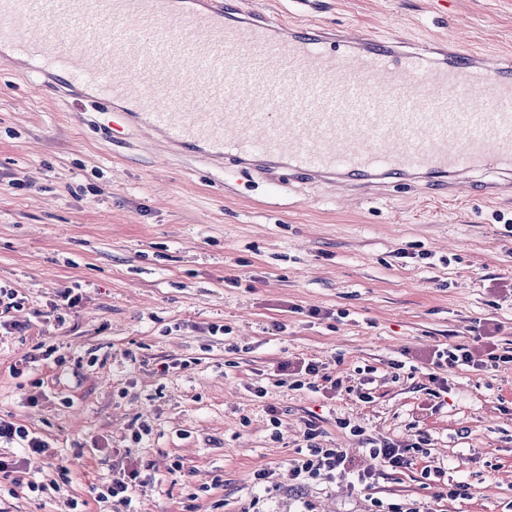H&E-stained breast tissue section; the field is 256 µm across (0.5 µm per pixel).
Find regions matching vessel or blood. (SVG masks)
Masks as SVG:
<instances>
[{
	"mask_svg": "<svg viewBox=\"0 0 512 512\" xmlns=\"http://www.w3.org/2000/svg\"><path fill=\"white\" fill-rule=\"evenodd\" d=\"M223 0H0V49L213 165L336 199L397 184L512 193V58L308 26L275 32Z\"/></svg>",
	"mask_w": 512,
	"mask_h": 512,
	"instance_id": "obj_1",
	"label": "vessel or blood"
}]
</instances>
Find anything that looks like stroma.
<instances>
[{
    "label": "stroma",
    "mask_w": 512,
    "mask_h": 512,
    "mask_svg": "<svg viewBox=\"0 0 512 512\" xmlns=\"http://www.w3.org/2000/svg\"><path fill=\"white\" fill-rule=\"evenodd\" d=\"M319 2L307 17L323 28L512 55V0ZM111 120L0 58V178L16 184L0 192V286L28 325L0 337V416L49 441L25 477L59 486L14 495L0 479V512H69L72 498L108 512L90 489L144 423L151 468L134 512H512V362L455 368L444 389L428 362L490 322L512 349V295L497 287L512 278V196L397 185L327 204L319 185L254 181L243 197L237 169ZM68 290L82 302L61 325L52 307ZM302 359L322 362L318 390L278 369ZM310 424L357 465L371 439L424 445L369 485L348 475L299 491L290 461ZM263 469L273 484L256 483ZM452 480L467 498H437Z\"/></svg>",
    "instance_id": "obj_1"
}]
</instances>
